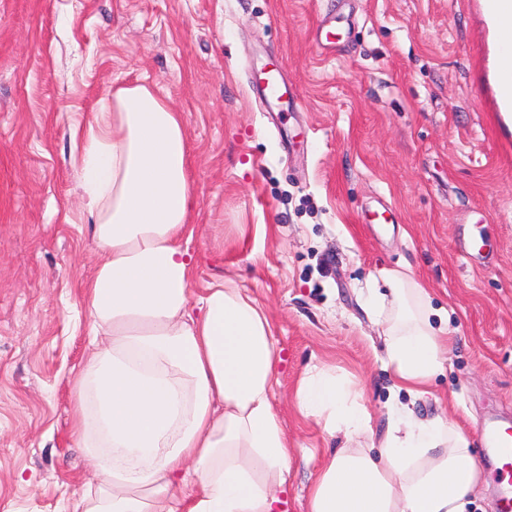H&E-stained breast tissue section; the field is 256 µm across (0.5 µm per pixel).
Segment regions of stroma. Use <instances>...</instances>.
Listing matches in <instances>:
<instances>
[{
    "instance_id": "stroma-1",
    "label": "stroma",
    "mask_w": 512,
    "mask_h": 512,
    "mask_svg": "<svg viewBox=\"0 0 512 512\" xmlns=\"http://www.w3.org/2000/svg\"><path fill=\"white\" fill-rule=\"evenodd\" d=\"M474 2L0 0V512H66L92 477L71 436L96 262L72 131L129 84L186 130L193 294L229 279L271 321L273 402L297 449L288 512H308L327 453L380 443L394 380L365 295L404 265L450 313L444 370L415 409L470 435L484 472L470 512H497L478 430L512 421V128L488 82L497 29ZM273 66L284 112L253 82ZM386 208L392 223H366ZM478 233L479 260L460 248ZM314 363L361 388L370 432L301 417Z\"/></svg>"
}]
</instances>
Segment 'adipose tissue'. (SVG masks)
Here are the masks:
<instances>
[{"label":"adipose tissue","instance_id":"ef3b65f1","mask_svg":"<svg viewBox=\"0 0 512 512\" xmlns=\"http://www.w3.org/2000/svg\"><path fill=\"white\" fill-rule=\"evenodd\" d=\"M184 124L145 85L118 88L82 140L84 199L98 252L84 313L92 348L74 382L72 435L94 487L69 512H287L294 453L272 402L277 355L258 303L221 279L193 296L195 196ZM371 288L397 389L423 398L442 371L446 310L411 273ZM329 434L371 429L360 388L325 365L296 388ZM482 479L465 434L391 402L377 452L324 460L309 512H466Z\"/></svg>","mask_w":512,"mask_h":512}]
</instances>
